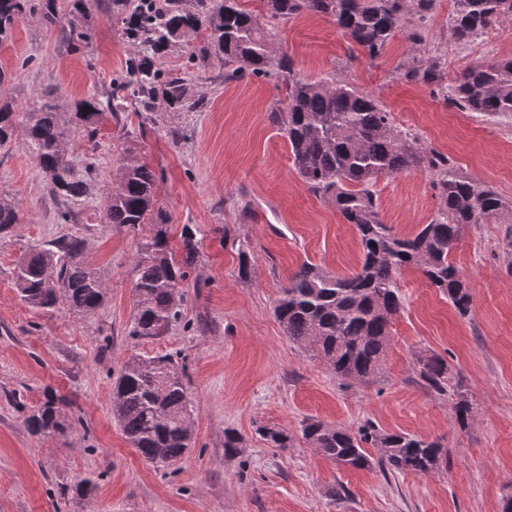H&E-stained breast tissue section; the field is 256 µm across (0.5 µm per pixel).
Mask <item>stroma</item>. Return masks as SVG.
Here are the masks:
<instances>
[{"instance_id": "35a3bbf8", "label": "stroma", "mask_w": 512, "mask_h": 512, "mask_svg": "<svg viewBox=\"0 0 512 512\" xmlns=\"http://www.w3.org/2000/svg\"><path fill=\"white\" fill-rule=\"evenodd\" d=\"M451 0H436L420 53L439 57L446 81L465 68L512 57V20L474 43L448 33ZM91 38L70 40L40 16L16 23L0 43L8 79L0 97L31 111L51 88L63 101L100 96L132 56L114 0H84ZM200 35L173 44L164 70L186 76L206 105L196 112L157 99L152 111L126 102L118 120L72 134L76 174L94 163L97 178L77 204L51 195L24 134L0 149V191L13 196L20 221L0 231V512H503L512 500V226L470 224L451 255L472 286L460 316L419 270L402 278L404 307L395 316L381 371L368 385L348 384L285 335L273 308L306 262L338 274L361 262L356 230L297 175L288 143L267 114L280 93L273 78L224 81V65L191 63ZM274 43L307 78L341 72L374 95L398 128L447 154L468 178L512 201V120L461 112L429 86L400 79L411 54L396 34L380 57L349 51L332 22L304 13L275 26ZM155 172V205L169 218V240L197 231L199 254L186 287L181 321L155 339H135L134 262L153 234L150 224L115 229L101 222L112 187V158L125 138ZM381 216L394 232L416 233L437 201L421 170L379 177ZM74 235L109 289L93 314L35 312L17 295L13 270L35 246ZM251 259L239 273V247ZM171 353L185 364L194 402L193 446L164 467L146 463L112 419V376L131 353ZM447 359L451 383L472 396L477 415L460 428L447 397L430 395L418 377L420 357ZM65 398L66 434L31 435L23 418L45 388ZM315 419L355 432L373 423L440 441L446 463L429 474H391L378 465L342 468L299 439ZM262 427L294 435L272 448ZM245 441L224 455V433ZM93 478L89 495L78 483Z\"/></svg>"}]
</instances>
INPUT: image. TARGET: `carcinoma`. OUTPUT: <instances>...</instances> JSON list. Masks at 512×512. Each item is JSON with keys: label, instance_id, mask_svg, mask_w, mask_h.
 Listing matches in <instances>:
<instances>
[{"label": "carcinoma", "instance_id": "cac0c4a2", "mask_svg": "<svg viewBox=\"0 0 512 512\" xmlns=\"http://www.w3.org/2000/svg\"><path fill=\"white\" fill-rule=\"evenodd\" d=\"M269 26L310 12L330 19L369 57L380 56L402 28L413 48L421 45L435 0H263ZM132 5L125 18L134 48L126 73L98 99L76 102L61 111V97L46 92L29 112H17L0 100V148L11 143L18 128L27 136L31 156L46 177L49 192L73 201L86 197L93 170L80 178L72 173L67 144L74 130L93 132L109 116H117L127 99L142 111L152 110L161 96L171 107L198 109L203 99L190 83L160 68L161 55L177 40L200 30L203 42L191 53L200 66L224 61V81L244 75L274 77L284 99L268 112L270 123L287 139L298 174L314 194L326 199L343 222L357 231L362 261L353 273L336 276L304 263L281 289L274 314L290 340L319 356L337 377L360 384L374 380L390 344V326L403 309L401 275L414 266L461 316L472 307L471 286L455 266L451 253L467 224H496L512 206L491 187L460 175L448 156L425 146L413 133L398 129L391 113L343 75L305 78L285 51L271 47L257 16L239 0H121ZM37 14L48 27L62 24L56 0H0V40L18 19ZM415 22L406 26V16ZM512 15V0H454L448 32L460 44L474 41L500 18ZM407 82L432 86L433 94L465 112L488 118L512 117V58L476 64L451 86L442 84L440 62L412 56L399 66ZM112 190L101 223L127 229L148 219L154 234L135 262V312L129 335L151 339L164 335L182 316L184 282L199 248L197 231L186 224L181 233V259L168 241V217L153 212L155 172L141 161L132 143L121 144L115 160ZM423 170L431 177L437 207L428 223L411 236H400L385 224L373 189L382 175ZM19 221L14 198L0 193V230ZM84 241L61 238L50 248L23 257L14 270L20 300L36 311L62 307L88 315L101 307L107 293L101 274L85 262ZM419 377L432 395H448L450 368L440 356L419 359ZM457 423L474 419L469 394L453 392ZM65 400L51 388L25 423L34 436L65 432L60 406ZM111 410L123 435L144 461L157 467L181 458L191 447V415L185 372L169 354H132L116 377ZM259 435L271 448H288L293 438L284 430L263 427ZM311 448L339 465L371 464L366 446L377 450V463L389 472L428 474L446 457L443 445L409 433H388L367 423L352 433L318 420L301 427ZM244 438L224 432V456L241 454Z\"/></svg>", "mask_w": 512, "mask_h": 512}]
</instances>
